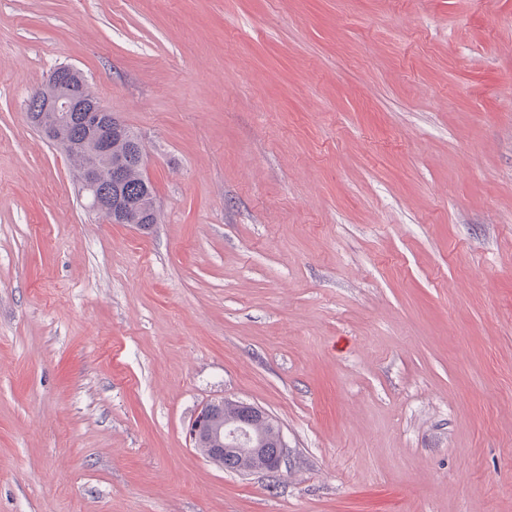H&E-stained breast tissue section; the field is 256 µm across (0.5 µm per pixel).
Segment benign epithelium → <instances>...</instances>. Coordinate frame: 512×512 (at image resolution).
<instances>
[{
	"mask_svg": "<svg viewBox=\"0 0 512 512\" xmlns=\"http://www.w3.org/2000/svg\"><path fill=\"white\" fill-rule=\"evenodd\" d=\"M57 87L42 88L38 91L36 111L55 116L69 125L77 124L86 133L95 150L106 157H112V139L123 132V126L116 115L106 111L97 101H89L66 79L55 80ZM121 161L109 166L105 175L96 168L84 170L80 176L83 190L88 193L89 204L111 215V223L123 222L121 201L112 197V186L118 184ZM220 402L202 405L189 424L188 435L194 447L208 462L225 470L238 473L278 472L287 456V444L279 437L274 447L266 448L262 444H253L251 433L252 418L266 419L269 414L247 402H241L244 416L230 425L224 424L219 415Z\"/></svg>",
	"mask_w": 512,
	"mask_h": 512,
	"instance_id": "1",
	"label": "benign epithelium"
}]
</instances>
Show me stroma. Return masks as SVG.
<instances>
[{
    "instance_id": "1",
    "label": "stroma",
    "mask_w": 512,
    "mask_h": 512,
    "mask_svg": "<svg viewBox=\"0 0 512 512\" xmlns=\"http://www.w3.org/2000/svg\"><path fill=\"white\" fill-rule=\"evenodd\" d=\"M61 64L159 224L28 124ZM0 512H512V0H0ZM75 72L76 76H70V82L74 84L77 90L83 92L87 98L97 99L89 81L78 70H75ZM67 79H55L57 84L55 88L40 89L37 96L38 107L32 112H43V115L55 116L61 120L59 123L81 126L86 133L85 141H90L99 154L110 158L109 172L106 176L99 169L88 168L82 172L80 182L83 191L88 193L89 204L95 209L108 211L111 218L108 213L95 211L88 204L89 209L92 210L91 212L94 211V213L102 215L111 220L113 224L122 223L124 220L121 201L112 197V184L114 186L118 184L121 160H116L112 164V155L123 159L120 175L122 194L129 199L139 200L144 193L145 185L143 145L139 137L129 127L127 128L139 140L143 153H141L139 146L132 144L125 138L116 137L112 141L116 134L123 132V126L117 120L116 115L112 112H106L100 102L86 100L79 91L74 89L73 85L67 87ZM149 196H151L150 200H144L146 205V209L144 210H130L126 213L125 220H127V224H138L139 220H147L149 224H158L160 218L159 208L156 202V194L153 187L148 185ZM155 202V206L153 202ZM244 409V416H241V409L236 401L224 399L221 402H209L202 405L189 424L188 435L194 447L207 459L208 462L225 470L247 473H277L287 456V444L283 433H280L279 440L271 448L280 427L272 418L264 423H259L255 433L263 437L269 448L265 445H253L254 437L251 433L252 418L259 416L261 421L270 418L264 410L254 405L238 401ZM223 406L224 419L218 414L219 408ZM235 420L231 425L225 422ZM225 427V429H224ZM249 448L252 460L248 464H231V455L238 450Z\"/></svg>"
}]
</instances>
